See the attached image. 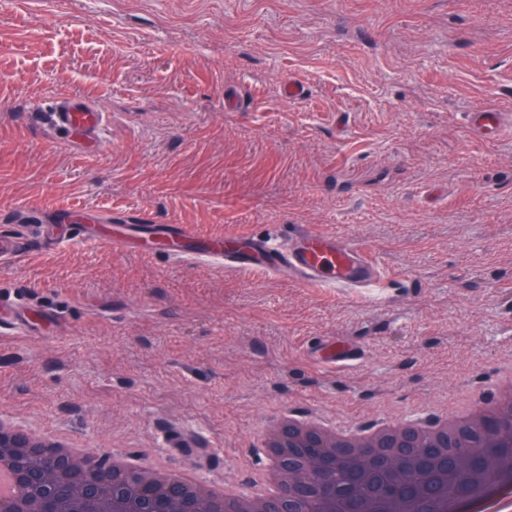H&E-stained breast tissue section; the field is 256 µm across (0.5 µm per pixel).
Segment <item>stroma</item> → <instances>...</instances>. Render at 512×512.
<instances>
[{
    "mask_svg": "<svg viewBox=\"0 0 512 512\" xmlns=\"http://www.w3.org/2000/svg\"><path fill=\"white\" fill-rule=\"evenodd\" d=\"M307 94L288 100V80ZM80 92L102 146L39 125ZM238 107L227 111L228 99ZM500 112L501 135L469 113ZM149 212L202 234L291 225L372 249L373 287L299 288L79 239L0 266V296L62 311L0 336V412L171 471L250 487L267 419L339 426L456 399L512 370V0H11L0 7V230L11 212ZM359 363L321 373L307 343Z\"/></svg>",
    "mask_w": 512,
    "mask_h": 512,
    "instance_id": "1",
    "label": "stroma"
}]
</instances>
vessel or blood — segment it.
I'll return each mask as SVG.
<instances>
[{
	"label": "vessel or blood",
	"instance_id": "obj_1",
	"mask_svg": "<svg viewBox=\"0 0 512 512\" xmlns=\"http://www.w3.org/2000/svg\"><path fill=\"white\" fill-rule=\"evenodd\" d=\"M44 124L61 135L64 144L98 148L102 142L106 117L90 98L77 93L57 95L52 107L42 115ZM470 125L485 136H498L503 130L498 112L490 109L471 115ZM25 224L0 233V265L13 264L36 254H47L60 240L81 236L112 245L122 253L162 252L176 261L211 259L242 270L263 271L287 277L301 288H354L375 280L383 266L374 252L355 244L344 245L331 237L307 232L295 226L284 241L268 235L198 237L180 224H156L141 213L113 224L95 212L58 208L48 217L30 212ZM52 309L40 316L20 304L0 298V326H34L36 318H55ZM358 354L348 345L324 344L315 365L322 368L345 367L356 363Z\"/></svg>",
	"mask_w": 512,
	"mask_h": 512
}]
</instances>
